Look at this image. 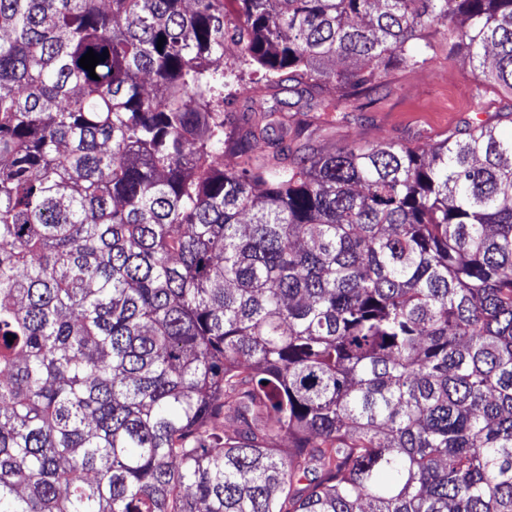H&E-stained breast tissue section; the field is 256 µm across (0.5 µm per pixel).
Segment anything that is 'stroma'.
Masks as SVG:
<instances>
[{"label":"stroma","instance_id":"stroma-1","mask_svg":"<svg viewBox=\"0 0 512 512\" xmlns=\"http://www.w3.org/2000/svg\"><path fill=\"white\" fill-rule=\"evenodd\" d=\"M371 96L372 105L337 113L333 125L318 127L311 148L326 152L353 143L430 144L480 120L501 131L512 129V92L478 82L468 62L449 56L441 45L430 67L391 66Z\"/></svg>","mask_w":512,"mask_h":512}]
</instances>
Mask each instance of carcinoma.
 <instances>
[{"label": "carcinoma", "instance_id": "cac0c4a2", "mask_svg": "<svg viewBox=\"0 0 512 512\" xmlns=\"http://www.w3.org/2000/svg\"><path fill=\"white\" fill-rule=\"evenodd\" d=\"M433 34L512 89V0H0V512H512V131L298 157Z\"/></svg>", "mask_w": 512, "mask_h": 512}]
</instances>
